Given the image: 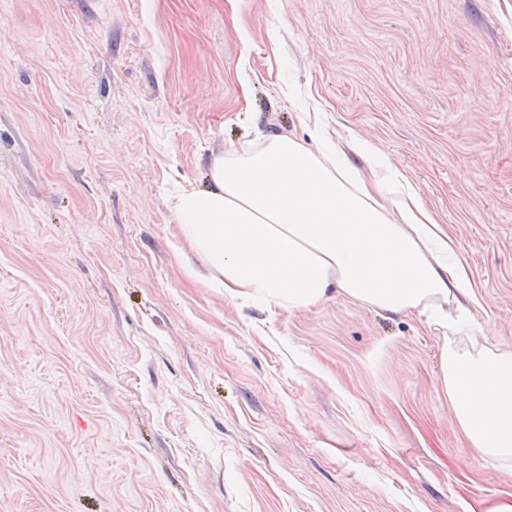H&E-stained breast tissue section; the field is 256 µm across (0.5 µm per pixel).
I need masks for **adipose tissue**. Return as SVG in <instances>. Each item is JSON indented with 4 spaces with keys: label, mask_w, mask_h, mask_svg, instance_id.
<instances>
[{
    "label": "adipose tissue",
    "mask_w": 512,
    "mask_h": 512,
    "mask_svg": "<svg viewBox=\"0 0 512 512\" xmlns=\"http://www.w3.org/2000/svg\"><path fill=\"white\" fill-rule=\"evenodd\" d=\"M210 186L180 192L172 211L183 239L225 295L291 309L329 288L389 314L462 322L474 303L466 267L448 259L447 232L418 190L387 161L371 178L336 152L266 135L213 157ZM442 382L459 429L483 456L512 460V349L444 348Z\"/></svg>",
    "instance_id": "obj_1"
}]
</instances>
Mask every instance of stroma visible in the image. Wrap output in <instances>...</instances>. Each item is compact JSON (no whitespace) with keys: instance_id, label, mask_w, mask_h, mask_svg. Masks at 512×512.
Masks as SVG:
<instances>
[{"instance_id":"stroma-1","label":"stroma","mask_w":512,"mask_h":512,"mask_svg":"<svg viewBox=\"0 0 512 512\" xmlns=\"http://www.w3.org/2000/svg\"><path fill=\"white\" fill-rule=\"evenodd\" d=\"M360 139L478 303L225 296L180 188L263 135ZM512 348V0H0V512H480L445 347Z\"/></svg>"}]
</instances>
